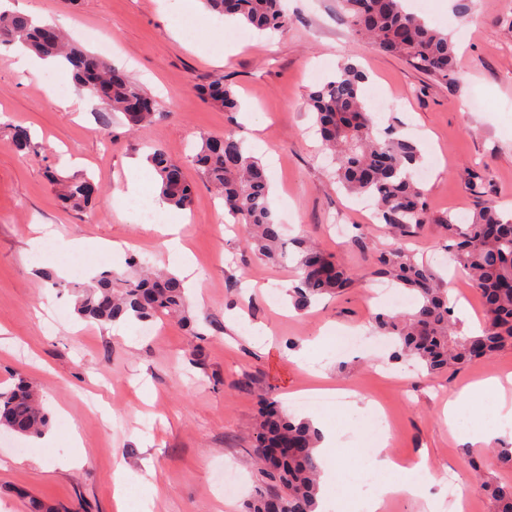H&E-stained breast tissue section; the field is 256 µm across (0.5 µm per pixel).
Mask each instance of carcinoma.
<instances>
[{
	"mask_svg": "<svg viewBox=\"0 0 512 512\" xmlns=\"http://www.w3.org/2000/svg\"><path fill=\"white\" fill-rule=\"evenodd\" d=\"M208 10L234 17L259 31H283L292 23L284 0H204ZM347 22L358 40L404 60L411 67L441 80L455 78V51L451 37L406 13L399 0H341ZM20 44L46 59L58 57L72 67L74 77L98 98L109 112L123 115L131 130L163 117L142 88L102 57L66 40L53 25L38 24L23 13H0V44ZM364 75L351 62L335 77L310 91L324 150L336 163V182L358 196L372 197L379 218L400 237H411L429 221L425 192L416 179L421 161L417 146L392 128L377 129L361 98ZM211 103L234 112L238 101L214 77L201 88ZM10 144L26 155L35 151L29 130L12 128ZM147 162L158 176L163 200L184 210L193 201V187L182 167L162 149H154ZM191 162L224 198V210L245 233L244 247L270 261L286 257L288 239L275 219L270 181L265 166L235 135L202 139ZM56 195L74 209L89 206L96 194L86 175L62 177L48 170ZM448 241V259L468 274L482 301L486 321L480 331L462 334L453 322L448 294L439 287L435 270L403 247L379 252L374 272L416 295L408 313L375 317L377 329L394 337L396 358L430 372H448L504 348H512V213L494 204H482L469 221L448 215L440 220ZM300 250L298 283L291 289L299 308L319 298L335 296L353 287L354 271L304 240ZM130 272L117 276L106 271L95 277L77 299L78 315L101 326L123 320L149 321L177 316L189 328L197 318L189 315L182 281L170 273L149 270L138 258L128 261ZM259 420L254 436L260 476L270 489L258 488L245 512H316L321 465L315 448L321 435L307 420L286 413L277 401L259 400ZM49 419L38 389L20 380L0 390V427L25 437L46 433ZM486 491L494 512H512V484L489 483Z\"/></svg>",
	"mask_w": 512,
	"mask_h": 512,
	"instance_id": "carcinoma-1",
	"label": "carcinoma"
}]
</instances>
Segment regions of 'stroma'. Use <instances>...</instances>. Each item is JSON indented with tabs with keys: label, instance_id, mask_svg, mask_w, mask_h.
Listing matches in <instances>:
<instances>
[{
	"label": "stroma",
	"instance_id": "stroma-1",
	"mask_svg": "<svg viewBox=\"0 0 512 512\" xmlns=\"http://www.w3.org/2000/svg\"><path fill=\"white\" fill-rule=\"evenodd\" d=\"M293 24L261 33L231 23L204 4L184 0H9L12 10L65 30L96 53L109 43L108 60L155 101L162 119L128 132L121 114L94 104L62 106L59 83L66 68L19 70L12 46L0 45V389L18 378L42 394L54 433L48 444L0 430V512H28L36 497L56 512H117L113 480L123 473L131 490L156 485L163 493L152 512H242L259 484L253 436L258 400L279 401L295 417L320 413L341 444L322 469L323 500L348 501L358 512L369 490L361 472L378 430L369 414L353 415L335 402L306 404L304 390L329 386L374 400L390 418L388 451L401 461L426 457L438 482L474 487L475 512H492L484 482H512L489 445L460 437L474 423L495 421L486 403L479 418L465 416L449 431L443 409L468 384L512 373V348L443 375L392 359V343L348 353L338 336L364 329L378 336L373 316L411 309L403 289L374 298L373 253L396 240L360 198L340 188L330 158L320 151L308 92L329 80L345 59L367 74L362 97L378 128L394 125L415 141L428 177L422 186L430 220L404 245L442 277L454 300L472 314L461 332L483 321V307L467 279L445 264L440 218L468 219L478 204L512 209V0H403L404 8L455 44L457 72L448 85L398 57L361 45L340 0H286ZM240 45L228 54L229 45ZM223 76L241 102L238 113L207 103L196 91ZM486 111L471 112V97ZM28 128L38 154L16 152L11 126ZM234 132L268 169L272 208L288 238H312L357 274L353 288L297 310L286 292L297 274L296 257L270 262L244 252L229 230L224 203L189 163L202 137ZM162 148L182 163L194 198L183 210L182 242L191 252L193 287L188 306L197 332L176 319L144 336L135 323L92 325L75 310L72 285L99 273H124L130 256L176 272L162 236L139 223L128 206L132 161ZM82 173L100 193L90 210L63 204L45 169ZM344 225L343 236L331 227ZM365 246L357 248L354 239ZM84 250H77V243ZM68 287L53 288L45 272ZM332 329L336 339L302 353L304 341ZM79 434L85 462L67 467ZM483 461L481 474L465 466ZM231 467L232 491L216 483Z\"/></svg>",
	"mask_w": 512,
	"mask_h": 512
}]
</instances>
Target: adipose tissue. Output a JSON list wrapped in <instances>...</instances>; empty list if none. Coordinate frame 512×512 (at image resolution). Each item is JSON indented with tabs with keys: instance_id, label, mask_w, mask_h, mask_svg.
<instances>
[{
	"instance_id": "1",
	"label": "adipose tissue",
	"mask_w": 512,
	"mask_h": 512,
	"mask_svg": "<svg viewBox=\"0 0 512 512\" xmlns=\"http://www.w3.org/2000/svg\"><path fill=\"white\" fill-rule=\"evenodd\" d=\"M495 403L497 426L477 427L470 430L469 443L485 444L494 439H512V402L505 397L504 387L498 378L490 377L464 387L454 400L449 401L445 413L449 427H456L462 410H475L484 401ZM389 431H381L370 450L371 463L379 475V480L363 501L364 512H380L387 499L410 496L424 499L429 508H436L437 497L432 489L436 479L428 472L425 459L397 461L387 452Z\"/></svg>"
}]
</instances>
